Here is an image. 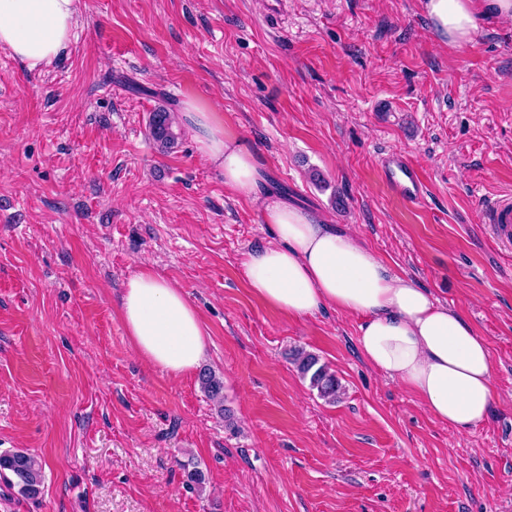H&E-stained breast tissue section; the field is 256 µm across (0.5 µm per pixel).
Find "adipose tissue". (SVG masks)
Returning a JSON list of instances; mask_svg holds the SVG:
<instances>
[{"label": "adipose tissue", "instance_id": "adipose-tissue-1", "mask_svg": "<svg viewBox=\"0 0 512 512\" xmlns=\"http://www.w3.org/2000/svg\"><path fill=\"white\" fill-rule=\"evenodd\" d=\"M434 33L464 46L484 23L512 19V0H423ZM75 0H0V48L34 70L58 59L76 25ZM182 121L199 152L243 197L257 194L261 172L240 139L225 135L212 112L185 101ZM263 219L275 241L252 248L242 265L266 304L300 318L324 309L361 317L366 360L456 429L482 425L496 399L484 337L454 308L394 273L355 232L321 223L284 198L267 201ZM121 314L138 355L177 377L193 372L206 350L196 309L162 276L142 270L127 283Z\"/></svg>", "mask_w": 512, "mask_h": 512}]
</instances>
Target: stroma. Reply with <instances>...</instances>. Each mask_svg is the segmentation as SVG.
Masks as SVG:
<instances>
[{"instance_id":"1","label":"stroma","mask_w":512,"mask_h":512,"mask_svg":"<svg viewBox=\"0 0 512 512\" xmlns=\"http://www.w3.org/2000/svg\"><path fill=\"white\" fill-rule=\"evenodd\" d=\"M271 4L78 0L60 59L31 71L0 48V453L46 463L37 498L0 479V512H512V251L482 222L512 192V20L458 47L420 0ZM188 99L253 152L256 196L225 188L191 130L153 143L151 112ZM391 152L421 170L422 203L389 188ZM271 195L355 231L486 339L480 427L441 424L372 368L358 317L251 292L242 256L273 239ZM144 268L196 308L227 415L198 373L136 354L119 303ZM296 361L303 376L310 373V384L317 389L320 397L333 403L341 398L343 394L341 386L327 365H318L317 357L302 350L297 351Z\"/></svg>"}]
</instances>
